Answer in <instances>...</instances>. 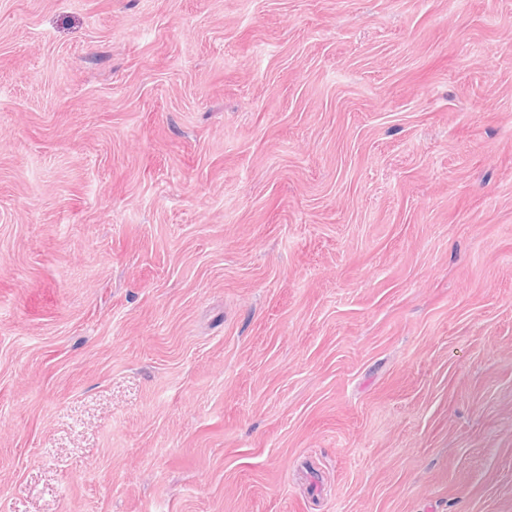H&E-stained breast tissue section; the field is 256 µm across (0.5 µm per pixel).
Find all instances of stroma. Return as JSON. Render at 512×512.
<instances>
[{
    "label": "stroma",
    "instance_id": "1",
    "mask_svg": "<svg viewBox=\"0 0 512 512\" xmlns=\"http://www.w3.org/2000/svg\"><path fill=\"white\" fill-rule=\"evenodd\" d=\"M0 512H512V0H0Z\"/></svg>",
    "mask_w": 512,
    "mask_h": 512
}]
</instances>
